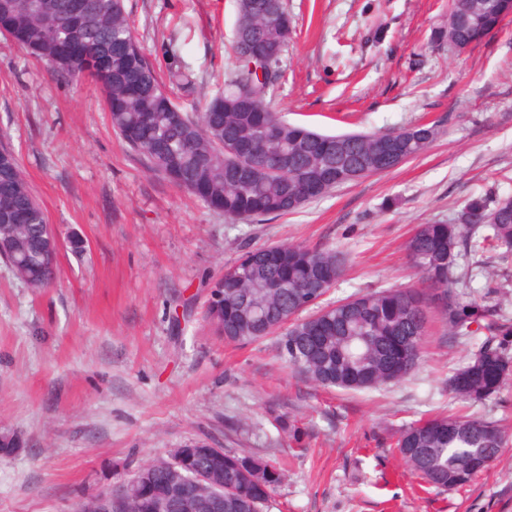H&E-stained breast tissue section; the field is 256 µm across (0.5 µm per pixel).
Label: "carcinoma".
Instances as JSON below:
<instances>
[{
	"label": "carcinoma",
	"mask_w": 512,
	"mask_h": 512,
	"mask_svg": "<svg viewBox=\"0 0 512 512\" xmlns=\"http://www.w3.org/2000/svg\"><path fill=\"white\" fill-rule=\"evenodd\" d=\"M488 0H448V21L433 29L440 45L467 43L485 27ZM234 46L237 71L224 90L183 111L159 83L153 64L128 23L124 0H0V23L11 41L54 72L99 82L113 127L150 168L201 199L217 202L231 221L290 213L350 183L397 166L386 149L416 157L437 135V125L418 124L368 134L326 135L290 124L271 111L267 97L288 47L291 19L283 0H237ZM253 42L248 55L241 44ZM168 77L186 95L195 78L173 49ZM262 73H257V70ZM265 111V128L238 108L241 96ZM251 138L249 159L225 152L229 142ZM55 242L45 210L23 178L12 149L0 142V259L37 290L57 279L58 254L41 249ZM504 247L512 250V196L468 201L452 224H422L407 243L422 286L374 291L318 316L302 317V300L326 294L342 273L331 250L282 244L245 252L210 291L206 318L224 341L247 344L278 336L281 360L324 387L359 390L400 381L419 368L429 316L440 315L448 335L484 327L512 336V324L495 310L457 291L455 257ZM406 343L405 364L389 372L397 343ZM512 375V358L488 341L448 377L449 395L482 402L496 395ZM509 443L493 422L468 415H438L402 429L396 448L411 472L436 488L469 484ZM484 448L479 460L472 449ZM195 463L224 483V512H263L281 481L275 463L258 455L225 451ZM173 473L155 470L145 499L130 497L125 512H153L150 496L169 489Z\"/></svg>",
	"instance_id": "obj_1"
}]
</instances>
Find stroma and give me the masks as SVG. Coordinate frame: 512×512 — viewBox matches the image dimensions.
Wrapping results in <instances>:
<instances>
[{"label":"stroma","instance_id":"stroma-1","mask_svg":"<svg viewBox=\"0 0 512 512\" xmlns=\"http://www.w3.org/2000/svg\"><path fill=\"white\" fill-rule=\"evenodd\" d=\"M294 35L270 106L326 134L423 121L421 155L342 185L294 212L234 223L153 172L114 129L100 87L51 75L0 38V141L19 160L60 237L57 283L30 288L0 264V512H73L141 464L194 441L275 461L264 512H512V444L466 486L426 485L395 435L460 413L512 429V379L480 403L452 400L448 376L484 338L432 322L420 368L386 386L324 389L287 368L277 340L225 343L204 321L212 284L248 250L331 249L344 272L326 296L418 282L405 245L451 224L474 197L512 195V14L467 49L439 46L448 0H286ZM160 81L167 46L193 71V111L236 70L235 0H125ZM463 293L512 319V252L456 258ZM304 430L295 443L288 425Z\"/></svg>","mask_w":512,"mask_h":512}]
</instances>
